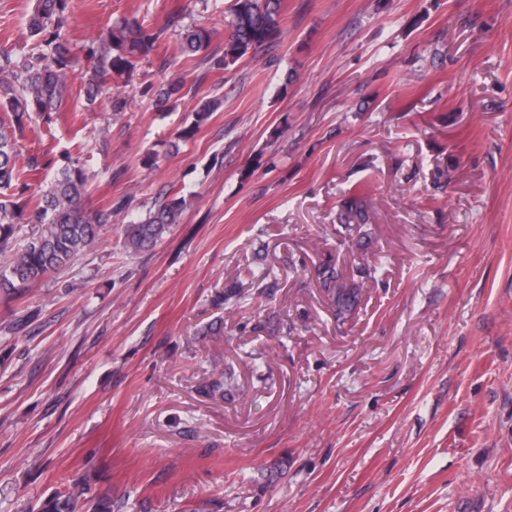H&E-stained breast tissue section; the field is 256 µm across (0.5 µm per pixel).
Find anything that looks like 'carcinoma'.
<instances>
[{
    "label": "carcinoma",
    "instance_id": "obj_1",
    "mask_svg": "<svg viewBox=\"0 0 512 512\" xmlns=\"http://www.w3.org/2000/svg\"><path fill=\"white\" fill-rule=\"evenodd\" d=\"M70 0H36L29 19L30 37L40 52L21 62L9 53L0 55V252L13 242L16 225H35V230L0 266V294L8 297L21 288L38 284L48 273L69 265L79 254L93 247L110 215L87 207L89 177L84 163L74 158L41 190L36 207L30 211L21 203L30 189L23 171L40 168L36 155L22 157L17 140L9 129L31 112H53L61 104L68 74L77 57L65 38ZM284 0H230L224 16V56L213 66L218 69L235 64L248 53L271 47L285 34ZM160 38L137 18L118 17L107 31L97 63L85 83L88 101L96 100L105 76H125L138 60L150 53ZM210 34L204 29L189 30L179 45L183 54L196 55L207 50ZM221 105L220 99H203L193 111L189 126L178 139H191ZM186 198L175 196L158 202L144 216H132L122 225L124 247L131 255L152 250L181 223ZM339 224L348 233L366 234L367 212L362 197L353 195L341 205ZM317 276L336 315H346L360 302L362 283L346 276L331 262L317 269ZM212 376L202 391L215 400L242 392L235 366L224 360L211 361ZM82 479L42 504L39 512H113L112 498L90 497Z\"/></svg>",
    "mask_w": 512,
    "mask_h": 512
}]
</instances>
